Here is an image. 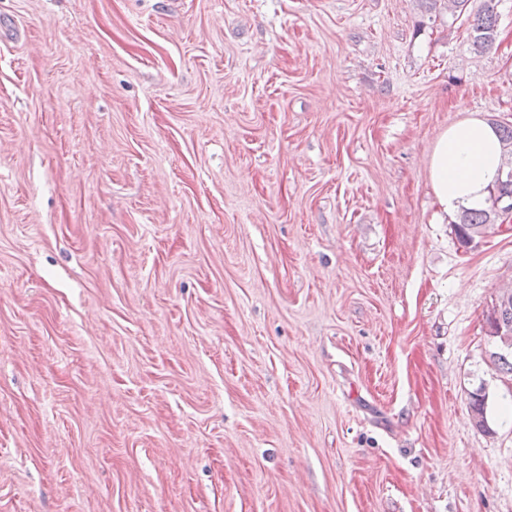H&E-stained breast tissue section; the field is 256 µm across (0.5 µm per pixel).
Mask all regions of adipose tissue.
Returning <instances> with one entry per match:
<instances>
[{
	"instance_id": "1",
	"label": "adipose tissue",
	"mask_w": 512,
	"mask_h": 512,
	"mask_svg": "<svg viewBox=\"0 0 512 512\" xmlns=\"http://www.w3.org/2000/svg\"><path fill=\"white\" fill-rule=\"evenodd\" d=\"M503 149L494 127L469 117L448 128L430 156V180L443 212L482 209L502 164Z\"/></svg>"
}]
</instances>
